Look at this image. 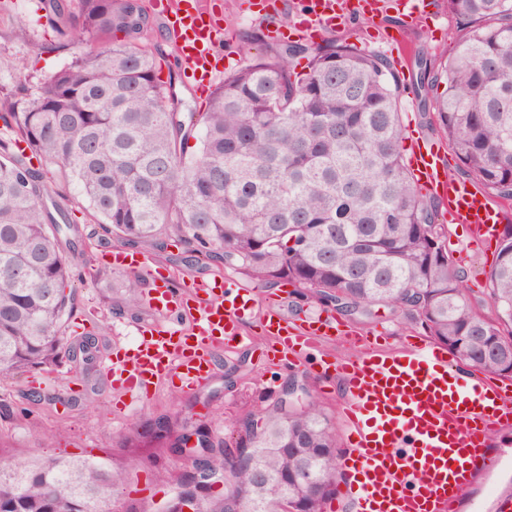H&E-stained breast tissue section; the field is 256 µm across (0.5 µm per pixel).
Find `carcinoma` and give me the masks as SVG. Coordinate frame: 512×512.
I'll list each match as a JSON object with an SVG mask.
<instances>
[{
	"label": "carcinoma",
	"instance_id": "1",
	"mask_svg": "<svg viewBox=\"0 0 512 512\" xmlns=\"http://www.w3.org/2000/svg\"><path fill=\"white\" fill-rule=\"evenodd\" d=\"M459 21L451 56L420 63V85L468 176L512 201V0H445ZM150 26L136 0H79L60 34L93 47L22 96L0 98L35 153L78 183L124 245L167 246L219 259L264 286L294 283L353 317L388 307L417 317L457 360L493 376L512 368V234L488 275L479 313L405 161V86L382 54L345 40L284 42L224 76L207 110L174 111V76L133 45ZM307 60V71L296 62ZM195 140L196 152L189 149ZM79 226L47 204L42 173L0 144V378L77 358L62 328L74 315L68 254ZM131 304L139 276L122 282ZM238 420L243 451L209 455L172 486L162 512H323L336 496V432L315 400ZM140 458H0V512H103ZM312 480H300L303 470ZM224 483L220 489L212 488Z\"/></svg>",
	"mask_w": 512,
	"mask_h": 512
}]
</instances>
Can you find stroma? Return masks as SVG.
I'll return each mask as SVG.
<instances>
[{"label": "stroma", "mask_w": 512, "mask_h": 512, "mask_svg": "<svg viewBox=\"0 0 512 512\" xmlns=\"http://www.w3.org/2000/svg\"><path fill=\"white\" fill-rule=\"evenodd\" d=\"M223 3L227 39L219 67L229 73L265 52V45L250 41L249 36L266 29L267 24L255 18L249 0ZM456 28L457 21L449 14L444 0H434L427 15L416 19L405 15L398 0H384L383 10L371 23L358 22L326 32L325 37L347 40L390 59L399 57L400 45H408L410 58L399 76L411 84L416 80L417 58L439 60L444 52L452 50ZM61 42L40 9L39 0H0V96L20 87H34L68 64L73 52L62 47ZM414 96L410 88L400 100L406 138L420 136L439 146L442 154L450 158L449 176L464 179L463 167L453 157L434 111H411ZM33 165L42 172L51 200L71 213L88 236L72 260L78 308L66 323L64 334L71 343L94 340L97 364L88 370L82 364L66 361L47 373L0 379V458L23 462L34 458L84 457L118 463L127 455L138 433L144 432L149 424L160 419L172 420L171 429L162 438L154 440L152 446L139 448L140 466L128 473L106 509L122 512L125 503L133 500L143 512H156L174 481L192 468L190 458L173 456L168 449L182 432L200 426L230 434L242 414L274 402L282 388L294 380L306 387L330 421H337L336 407L342 394L339 380L319 379L303 367L280 371L268 368L260 355L265 338L254 320L243 330L250 338L249 345L224 350L216 375L203 385L186 391L165 380L147 400L118 405L117 394L99 366L100 359L113 345H133L144 327L164 323L165 317L150 309L143 298L136 305H128L121 286L123 272H109V278H102V271H108L103 252L114 245V238L98 223L78 188L63 179L55 165L42 159L34 160ZM433 201L447 232L448 253L466 274L470 298L479 312L492 314L486 289L496 257L495 246H474L467 227L449 223L446 200L437 195ZM131 250L170 272L176 288L189 279L209 282L235 274L234 269L218 261H185L183 246L174 242L162 251L148 243L132 245ZM247 286L257 307L278 304L292 317L322 311L321 306L301 297L297 285L268 288L251 280ZM336 320L341 333L326 341L324 350L338 358L356 353L351 338L357 334L385 335L392 348L409 337L427 336L418 319L400 320L387 309L379 310L364 322L342 314Z\"/></svg>", "instance_id": "obj_1"}]
</instances>
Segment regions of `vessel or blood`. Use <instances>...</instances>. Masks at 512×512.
I'll return each instance as SVG.
<instances>
[{"instance_id":"1","label":"vessel or blood","mask_w":512,"mask_h":512,"mask_svg":"<svg viewBox=\"0 0 512 512\" xmlns=\"http://www.w3.org/2000/svg\"><path fill=\"white\" fill-rule=\"evenodd\" d=\"M152 6L177 44L184 76L201 88L214 87L224 29L207 0H153ZM380 7V0H353L348 8L339 0H304L299 19L287 28L276 22V0H258V13L276 38L312 39L373 19ZM409 165L418 185L447 199L449 221L467 225L473 241L495 232L498 205L481 187L449 180L438 151L414 144ZM109 257L113 269L147 276L151 302L169 320L106 365L129 400L148 398L154 381L165 377H177L186 390L202 385L214 373L217 354L241 343L240 329L253 319L270 338L264 357L275 367L302 365L339 378L345 386L340 489L326 512H449L476 479L494 490L504 473H512V462L486 446L490 432L512 424V384L462 369L447 348L420 339L391 350L358 336V355L334 358L323 349L338 330L334 317L298 321L272 306L259 314L252 291L236 280L174 288L122 248Z\"/></svg>"}]
</instances>
